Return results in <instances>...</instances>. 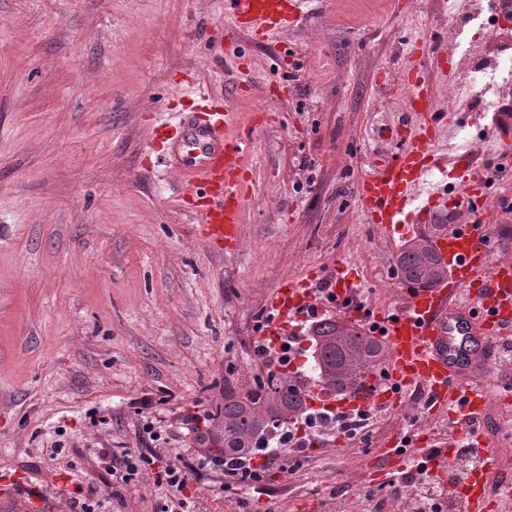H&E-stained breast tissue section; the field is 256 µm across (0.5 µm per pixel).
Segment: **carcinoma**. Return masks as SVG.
<instances>
[{
    "label": "carcinoma",
    "mask_w": 512,
    "mask_h": 512,
    "mask_svg": "<svg viewBox=\"0 0 512 512\" xmlns=\"http://www.w3.org/2000/svg\"><path fill=\"white\" fill-rule=\"evenodd\" d=\"M427 239L423 234L409 242L397 259L403 280L424 288L443 273L435 256L422 246ZM314 342L311 360L317 375L307 378V384L283 385L272 373L265 380L256 379L255 388L246 392L224 390V408L214 413L224 421V443L218 444L220 459L234 461L236 450L244 443L258 454L264 452L278 427L309 409V387L319 386L335 394L355 390L383 355L377 339L332 319L315 325Z\"/></svg>",
    "instance_id": "cac0c4a2"
}]
</instances>
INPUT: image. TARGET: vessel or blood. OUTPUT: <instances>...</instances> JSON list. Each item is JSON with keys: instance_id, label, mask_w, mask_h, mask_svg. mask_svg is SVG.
I'll use <instances>...</instances> for the list:
<instances>
[{"instance_id": "1", "label": "vessel or blood", "mask_w": 512, "mask_h": 512, "mask_svg": "<svg viewBox=\"0 0 512 512\" xmlns=\"http://www.w3.org/2000/svg\"><path fill=\"white\" fill-rule=\"evenodd\" d=\"M310 0H226L238 31L253 38L297 28ZM458 66L433 71L424 57L408 56L395 96L413 123L398 132L396 150L374 164L356 187L358 209L366 223L388 236L407 239L420 225L452 212L448 231L433 240L448 271L430 288L403 289L398 304L373 314L369 323L386 349L384 376L369 375L351 398L326 400L320 387L309 389L311 406L354 409L397 408L404 390L421 389L430 412L444 415L448 433L439 445L420 448L416 459L448 489L459 512H504L512 506V488L490 493V477L502 467L478 427L494 399L487 371L498 359L501 342L512 339V244L491 249L487 242L485 177L471 150L440 151L456 121L438 122L433 74L454 82ZM190 104L175 110L174 141L156 155L177 176L179 200L197 219L198 235L211 246L235 253L241 245L243 204L249 187L247 146L257 121L243 123L231 103L184 77ZM454 185H447V178ZM335 305L353 318L361 310L351 300L361 283L354 268L336 265L329 274ZM312 278L287 279L271 293L278 320L266 332L270 340L288 330L290 321L306 320L318 308ZM468 448L481 462L477 472L458 471L457 449Z\"/></svg>"}]
</instances>
